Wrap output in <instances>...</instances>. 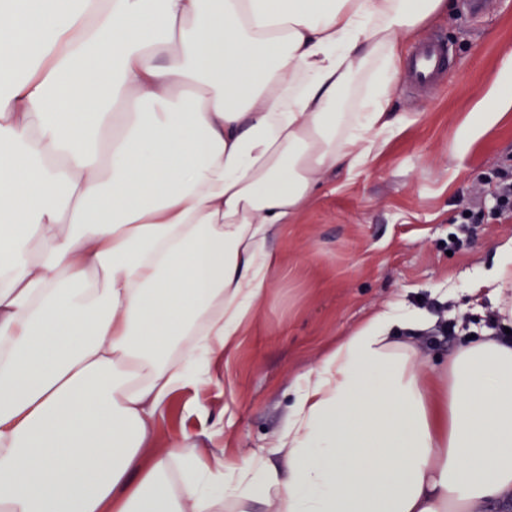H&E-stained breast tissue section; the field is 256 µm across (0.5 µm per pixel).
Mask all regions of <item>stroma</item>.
Masks as SVG:
<instances>
[{"mask_svg": "<svg viewBox=\"0 0 512 512\" xmlns=\"http://www.w3.org/2000/svg\"><path fill=\"white\" fill-rule=\"evenodd\" d=\"M442 36L458 65L430 96L407 90L406 68L390 85V109L402 119L372 164L326 176L298 223L272 246L281 257L262 315L229 362L214 367L205 389L172 397L158 444L187 433L201 453L223 448L235 458L268 446L292 400L296 377L329 345L352 333L376 308L421 305L454 329L411 335L431 370L483 327L466 311L478 270H491L497 247L512 238V213L486 207L471 241L450 249L461 200L488 196L495 170L512 166V0L464 19L460 11L426 27ZM497 102L494 119L484 100Z\"/></svg>", "mask_w": 512, "mask_h": 512, "instance_id": "35a3bbf8", "label": "stroma"}]
</instances>
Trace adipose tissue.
<instances>
[{"label":"adipose tissue","instance_id":"ef3b65f1","mask_svg":"<svg viewBox=\"0 0 512 512\" xmlns=\"http://www.w3.org/2000/svg\"><path fill=\"white\" fill-rule=\"evenodd\" d=\"M450 8L0 0V512L512 506V239L483 279L507 335L430 374L399 339L430 314L389 304L298 376L268 448L156 444L257 321L270 240L394 128L402 46Z\"/></svg>","mask_w":512,"mask_h":512}]
</instances>
